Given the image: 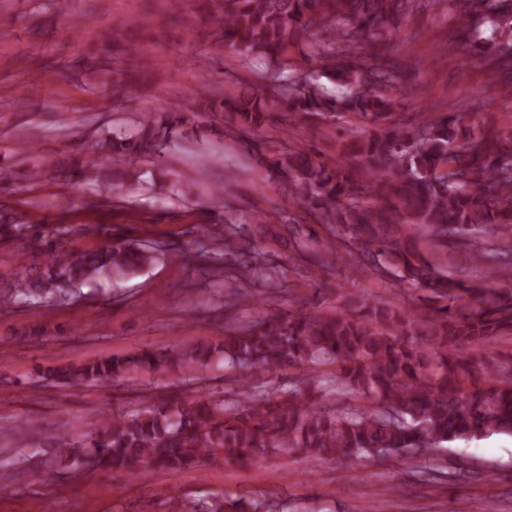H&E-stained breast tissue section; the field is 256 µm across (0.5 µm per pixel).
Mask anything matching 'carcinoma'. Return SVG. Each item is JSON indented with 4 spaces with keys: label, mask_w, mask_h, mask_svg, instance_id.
Returning <instances> with one entry per match:
<instances>
[{
    "label": "carcinoma",
    "mask_w": 512,
    "mask_h": 512,
    "mask_svg": "<svg viewBox=\"0 0 512 512\" xmlns=\"http://www.w3.org/2000/svg\"><path fill=\"white\" fill-rule=\"evenodd\" d=\"M437 0H201L210 33L226 47L263 55L274 72L264 83H234L209 107L230 121L224 135L255 151L285 177L288 194L318 224L347 246L353 274L366 273L428 289L445 305L393 308L378 300L342 297L334 312L288 315L260 310L249 325L224 329L219 344H197L176 355L142 350L109 356L53 377L71 383L108 384L132 372L174 366H224L246 370L238 378L243 405L185 397L176 406L152 403L130 416L104 418L80 443L87 464L142 476L153 464L178 473L206 459L213 465L256 462L292 454L314 461L430 454L442 444L491 434H512V374L481 386L469 380L465 349L512 331V130L477 135L456 117L416 120L393 116L398 67L389 55L392 30ZM512 19V0H464L456 18L459 41L471 62L493 71L512 97V41L482 37ZM318 66L300 77L290 50ZM334 85L328 91L319 82ZM300 115L329 120L349 132L331 163L294 146L279 154L251 132L291 126ZM183 123L160 106L142 116L130 135L98 144L100 165L121 181L138 180L135 166L161 152L170 130ZM44 227L0 224V236L41 241ZM442 250H462L481 263L479 282L437 267L423 240ZM231 274L224 278L225 309L249 299L238 281L252 274L273 285L275 265L252 263L243 243L224 238ZM336 251L309 252L302 262L332 265ZM157 260L140 242L107 241L78 254L50 250L43 269H25L0 287V307L21 298L51 303L95 279H123ZM330 365L336 391L360 398L356 408L315 403L307 378L272 397L251 393V377L308 365Z\"/></svg>",
    "instance_id": "obj_1"
}]
</instances>
